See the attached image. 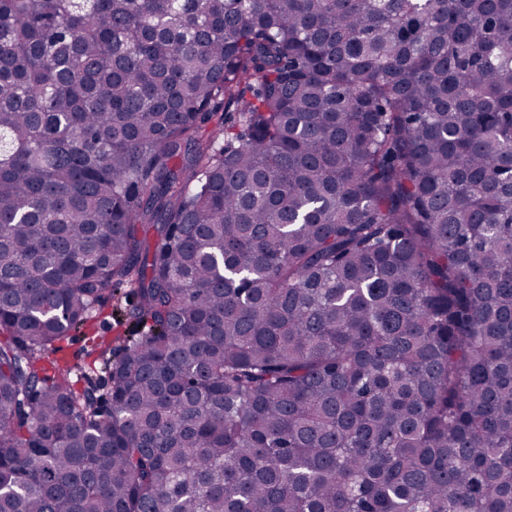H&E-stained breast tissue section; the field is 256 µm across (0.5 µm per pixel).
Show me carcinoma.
I'll return each mask as SVG.
<instances>
[{"instance_id": "carcinoma-1", "label": "carcinoma", "mask_w": 512, "mask_h": 512, "mask_svg": "<svg viewBox=\"0 0 512 512\" xmlns=\"http://www.w3.org/2000/svg\"><path fill=\"white\" fill-rule=\"evenodd\" d=\"M0 512H512V0H0ZM131 301V295L126 297L125 294L121 293L113 296L112 301L101 308L91 326L87 328L86 336L82 333L73 334L61 343L62 351L59 356L65 357L66 361L71 364L87 363L89 359H86L85 355L91 345L88 340L89 336L97 334L102 336V340L108 342L115 336L131 334L132 326H129L126 318L120 315V312L125 311Z\"/></svg>"}]
</instances>
